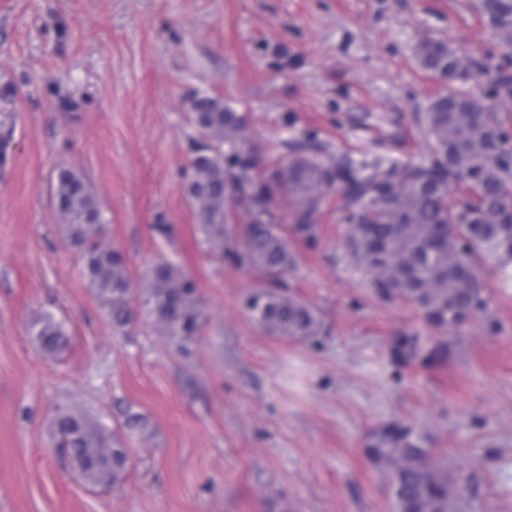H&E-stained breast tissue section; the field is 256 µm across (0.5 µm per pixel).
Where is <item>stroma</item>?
<instances>
[{"instance_id":"35a3bbf8","label":"stroma","mask_w":512,"mask_h":512,"mask_svg":"<svg viewBox=\"0 0 512 512\" xmlns=\"http://www.w3.org/2000/svg\"><path fill=\"white\" fill-rule=\"evenodd\" d=\"M474 5L0 0V512H391L364 449L392 423L445 453L459 512H512V272L485 267L486 313L431 326L374 292L330 211L315 240H291L287 276L320 334L271 336L243 308L260 273L210 251L185 193L199 95L239 112L264 151L313 133L354 159L426 158L422 119L444 84L415 47L483 59L493 39ZM61 166L105 207L135 287L162 255L195 279L203 321L187 346L143 318L113 329L62 233ZM43 312L71 338L54 359L29 334ZM403 335L442 359L394 360ZM65 406L129 448L121 482L87 484L54 447Z\"/></svg>"}]
</instances>
